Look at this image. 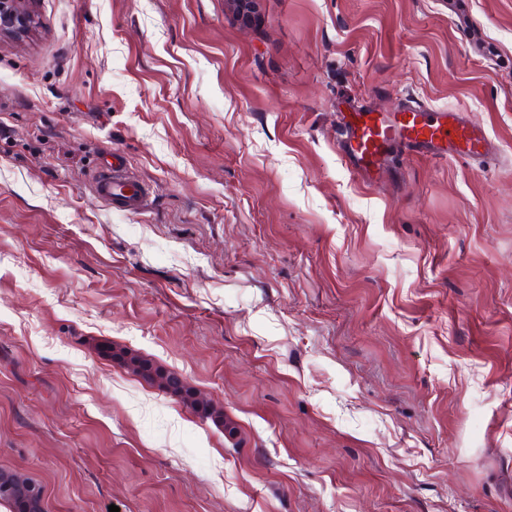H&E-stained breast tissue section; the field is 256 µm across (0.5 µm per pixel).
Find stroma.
Here are the masks:
<instances>
[{"instance_id":"35a3bbf8","label":"stroma","mask_w":512,"mask_h":512,"mask_svg":"<svg viewBox=\"0 0 512 512\" xmlns=\"http://www.w3.org/2000/svg\"><path fill=\"white\" fill-rule=\"evenodd\" d=\"M465 8L36 0L0 39V469L47 512H512V0ZM409 98L499 158L362 181L338 113ZM115 156L144 210L93 194ZM100 353L117 361L133 375L141 378L146 383L157 387L159 390L176 397L183 405L192 409L205 419H210L218 426L232 435L234 427H230L224 421V410L215 406L211 401L203 400L198 392L184 382L173 372L167 371L161 365L145 356L128 349L112 348V345H102Z\"/></svg>"}]
</instances>
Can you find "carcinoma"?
I'll return each instance as SVG.
<instances>
[{
  "label": "carcinoma",
  "mask_w": 512,
  "mask_h": 512,
  "mask_svg": "<svg viewBox=\"0 0 512 512\" xmlns=\"http://www.w3.org/2000/svg\"><path fill=\"white\" fill-rule=\"evenodd\" d=\"M100 353L117 361L133 375L159 390L176 397L183 405L205 419H209L232 435L235 428L224 421V410L199 397L198 392L176 374L164 369L153 360L128 349H114L103 345ZM33 480L11 470L0 469V503L11 508V512H46L45 502L36 494L26 491Z\"/></svg>",
  "instance_id": "obj_1"
}]
</instances>
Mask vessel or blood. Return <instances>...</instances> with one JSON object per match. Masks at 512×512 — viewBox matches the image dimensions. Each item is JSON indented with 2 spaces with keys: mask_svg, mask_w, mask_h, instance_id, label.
Masks as SVG:
<instances>
[{
  "mask_svg": "<svg viewBox=\"0 0 512 512\" xmlns=\"http://www.w3.org/2000/svg\"><path fill=\"white\" fill-rule=\"evenodd\" d=\"M339 123L340 152L349 169L361 176L381 170L395 146L430 158H487L499 151L486 130L467 120L463 112L433 109L416 100L404 102L390 119L361 107L340 115ZM93 191L103 202L125 211L143 208L148 198L146 189L117 166L94 182Z\"/></svg>",
  "mask_w": 512,
  "mask_h": 512,
  "instance_id": "obj_1",
  "label": "vessel or blood"
}]
</instances>
